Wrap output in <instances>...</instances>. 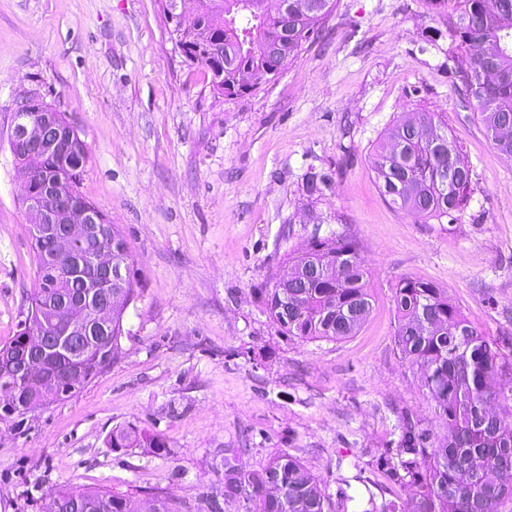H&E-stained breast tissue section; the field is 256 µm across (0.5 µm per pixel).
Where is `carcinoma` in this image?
Wrapping results in <instances>:
<instances>
[{
  "label": "carcinoma",
  "mask_w": 512,
  "mask_h": 512,
  "mask_svg": "<svg viewBox=\"0 0 512 512\" xmlns=\"http://www.w3.org/2000/svg\"><path fill=\"white\" fill-rule=\"evenodd\" d=\"M266 0H195L196 21L174 35L181 52L224 41V60L200 56L191 64L208 74L224 63V80L211 83L214 91L241 95L271 81L288 68L305 45L319 37L333 0H280L275 13ZM448 34L460 45L479 51L459 75L460 91L473 101L493 148L512 155V0H455L448 12ZM17 163L34 171V186L59 181L80 202L88 199L79 190L87 149L77 153L24 159ZM381 195L414 222L429 219L448 223L469 204L473 194L472 169L464 147L437 112L418 111L414 118L389 127L369 155ZM331 175L310 168L302 180L303 195L317 199L325 194ZM38 288L31 295L19 331L0 345V422L22 417L73 394L61 385L56 370L65 359L56 354L42 375L47 398H34L26 385L11 377L17 366L14 351L34 324L45 315V306L73 286L69 278L71 257L60 254L48 267L44 257L50 247L32 237ZM307 261L303 274L278 285L272 275L257 289L261 311L281 335L303 340L343 341L357 335L372 309L360 244L332 232L313 235L306 251L292 258ZM397 315L395 345L402 361L421 372V387L432 413L444 420L447 433L436 434L420 419L407 413L398 417L396 447L381 454L377 469L390 480L409 488L407 497L377 505L374 497L360 504V512H503L512 503V434L506 422L489 410L495 403L512 405V390L504 381L512 375V358L499 343L483 334L474 321L448 299L436 284L401 278L394 286ZM126 305L112 311L108 338L79 362L84 383L103 372L118 354ZM114 448L143 446L156 454L168 453L169 444L159 434H146L134 425L112 431ZM240 448L221 450L218 474L224 495L204 499L199 512H226L241 503L246 512H349L354 498L346 492L350 480L365 482L359 459L350 465L356 474L340 478L336 497L326 493L307 464L283 450L258 469L239 467ZM147 512H176L162 491L151 493ZM44 512H133L126 495L108 489L64 487L44 506Z\"/></svg>",
  "instance_id": "cac0c4a2"
}]
</instances>
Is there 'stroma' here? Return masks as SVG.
<instances>
[{
    "label": "stroma",
    "instance_id": "1",
    "mask_svg": "<svg viewBox=\"0 0 512 512\" xmlns=\"http://www.w3.org/2000/svg\"><path fill=\"white\" fill-rule=\"evenodd\" d=\"M427 0H336L324 39L271 82L215 94L169 34L159 0H0V343L36 286L23 173L8 145L29 92L87 146L80 190L124 232L143 292L112 364L64 401L0 422V512H43L63 486L105 487L179 512L222 494L219 449L253 470L286 450L327 493L360 457L374 472L400 413L443 431L394 344L393 286L428 280L512 356V165L462 99L464 53ZM442 35L435 43L426 36ZM438 112L473 168L453 223L413 222L381 195L368 155L408 113ZM332 175L301 191L309 167ZM356 238L373 310L343 341L288 339L256 294L313 234ZM161 434L168 455L113 448V429ZM331 183V175L323 170L316 171L311 167L309 171L304 174L302 180L303 195L309 200L318 199L325 194L329 189Z\"/></svg>",
    "mask_w": 512,
    "mask_h": 512
}]
</instances>
